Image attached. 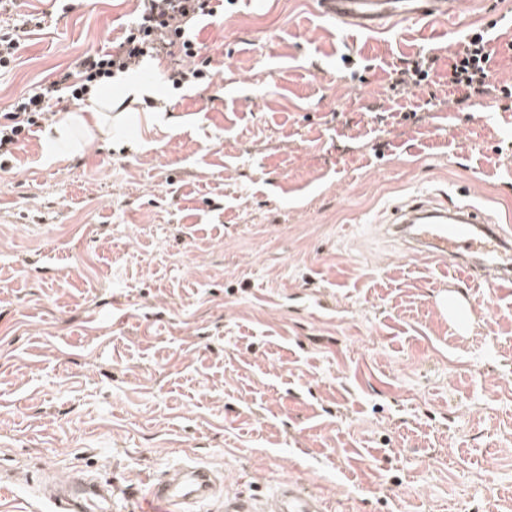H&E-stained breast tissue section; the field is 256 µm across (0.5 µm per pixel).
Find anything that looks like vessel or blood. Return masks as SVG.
I'll list each match as a JSON object with an SVG mask.
<instances>
[{
    "instance_id": "vessel-or-blood-1",
    "label": "vessel or blood",
    "mask_w": 512,
    "mask_h": 512,
    "mask_svg": "<svg viewBox=\"0 0 512 512\" xmlns=\"http://www.w3.org/2000/svg\"><path fill=\"white\" fill-rule=\"evenodd\" d=\"M318 12L356 33H380L398 22H438L452 16L457 0H317ZM386 229L415 242L417 251L437 261H453L461 272L476 273L512 288V250L496 219L467 204L425 202L398 206ZM217 492L210 470L176 464L151 478L143 499L157 512H188L189 504L209 500ZM117 496L113 485L88 489L70 481L64 493L52 496L54 512H112ZM224 512H327L325 500L313 490L284 479L265 502L225 495Z\"/></svg>"
}]
</instances>
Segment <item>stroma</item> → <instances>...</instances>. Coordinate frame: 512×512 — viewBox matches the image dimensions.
<instances>
[{"instance_id":"1","label":"stroma","mask_w":512,"mask_h":512,"mask_svg":"<svg viewBox=\"0 0 512 512\" xmlns=\"http://www.w3.org/2000/svg\"><path fill=\"white\" fill-rule=\"evenodd\" d=\"M136 0H16L0 113L107 48ZM512 0L352 35L314 0H226L198 39L210 87L166 131L128 103L112 136L0 169V512H52L80 469L133 497L193 461L225 491L286 478L331 512H512V290L455 278L384 233L429 194L512 218V99L460 101L448 57ZM430 82L396 85L406 59ZM470 310L440 311L448 294ZM436 60L437 57L435 55L418 54L415 58L406 60V67L398 70L397 73L401 76L410 75L411 78L416 77L415 80L413 79L414 86H418L422 82L429 81Z\"/></svg>"}]
</instances>
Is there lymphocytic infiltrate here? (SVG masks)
I'll use <instances>...</instances> for the list:
<instances>
[{"label": "lymphocytic infiltrate", "instance_id": "obj_1", "mask_svg": "<svg viewBox=\"0 0 512 512\" xmlns=\"http://www.w3.org/2000/svg\"><path fill=\"white\" fill-rule=\"evenodd\" d=\"M223 10L224 0H138L135 20L112 49L83 53L58 73L48 92L21 97L12 111L0 114V157L12 156L33 127L51 115L50 93L65 89L72 98L83 99L94 83L128 71L144 57L170 59L167 79L173 87L189 82L213 85L215 73L198 33L202 21ZM493 40L489 28L472 30L464 36L462 49L451 56L448 81L465 97L496 90L502 98H512V85L496 87L491 82Z\"/></svg>", "mask_w": 512, "mask_h": 512}]
</instances>
